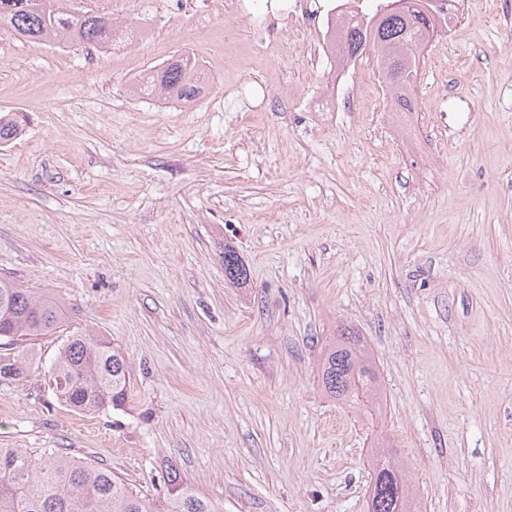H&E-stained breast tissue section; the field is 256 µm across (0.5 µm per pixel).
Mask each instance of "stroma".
<instances>
[{"label": "stroma", "mask_w": 512, "mask_h": 512, "mask_svg": "<svg viewBox=\"0 0 512 512\" xmlns=\"http://www.w3.org/2000/svg\"><path fill=\"white\" fill-rule=\"evenodd\" d=\"M159 6L119 57L0 29V113L25 116L0 146V276L72 309L0 378V448H58L151 498L174 469L218 512H367L382 440L422 512H512V0H468L433 39L410 116L373 112L363 53L326 132L329 64L260 54L219 0ZM188 50L200 96H131ZM340 321L374 353L382 417L322 391ZM85 331L130 362L122 407L80 413L48 385ZM224 277L233 284H246L248 281L247 268L231 248L224 250Z\"/></svg>", "instance_id": "obj_1"}]
</instances>
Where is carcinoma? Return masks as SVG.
Masks as SVG:
<instances>
[{"label":"carcinoma","instance_id":"1","mask_svg":"<svg viewBox=\"0 0 512 512\" xmlns=\"http://www.w3.org/2000/svg\"><path fill=\"white\" fill-rule=\"evenodd\" d=\"M63 0H0V28L38 44L79 43L106 46L132 29L110 15L71 11ZM431 0H392L377 15L355 14L341 22L342 55L352 59L373 40L382 79L393 93L397 112L417 107L414 88L423 48L434 30L438 10ZM208 82L201 64L190 54L173 57L149 78L131 85L136 96H160L190 101ZM20 114H0V144L20 132ZM224 277L233 284L248 281L247 268L237 253L224 249ZM69 319L58 299L33 288H23L0 277V341L17 351L0 361V378L19 379L30 365V349L23 343L48 336ZM318 377L323 392L355 410L382 406L377 367L367 341L353 326L338 323L321 352ZM50 378L61 404L78 411L99 412L125 403L131 384V366L115 345L90 333L70 337L54 361ZM368 512H421L410 496L404 468L391 450L376 455ZM167 493L149 499L112 472L75 459L60 450L32 454L22 448H0V512H218L177 472L167 474Z\"/></svg>","mask_w":512,"mask_h":512}]
</instances>
